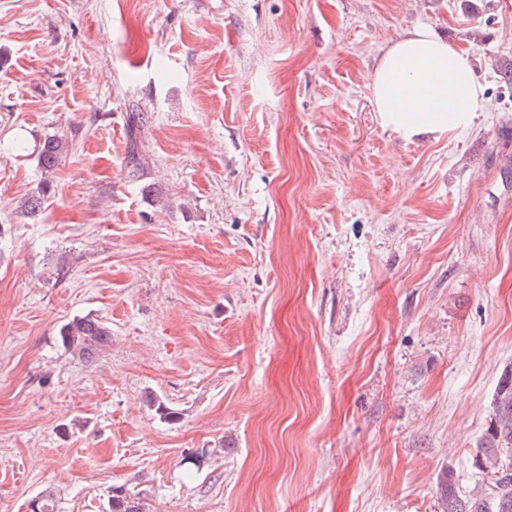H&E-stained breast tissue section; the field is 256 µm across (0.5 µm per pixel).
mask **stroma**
Instances as JSON below:
<instances>
[{
    "label": "stroma",
    "mask_w": 512,
    "mask_h": 512,
    "mask_svg": "<svg viewBox=\"0 0 512 512\" xmlns=\"http://www.w3.org/2000/svg\"><path fill=\"white\" fill-rule=\"evenodd\" d=\"M415 26L487 107L407 142L370 77ZM509 66L512 0H0V512L119 486L146 512H442L445 469L483 492ZM84 316L112 334L90 362L58 339ZM64 142L60 136L53 135L47 137L39 153L38 164L46 174L53 170L64 153Z\"/></svg>",
    "instance_id": "35a3bbf8"
}]
</instances>
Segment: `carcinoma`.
<instances>
[{
  "mask_svg": "<svg viewBox=\"0 0 512 512\" xmlns=\"http://www.w3.org/2000/svg\"><path fill=\"white\" fill-rule=\"evenodd\" d=\"M63 139L47 137L39 153L45 173L53 170L64 153ZM110 331L100 321L79 317L60 329L59 341L65 350L84 360L93 359L108 343ZM149 404L160 418L180 419V413L154 397ZM480 465L489 474V484L480 496L464 499L456 487L454 474L445 470L439 477L443 512H512V370H503L492 401V418L480 444ZM106 512H144L141 502L125 490L113 489Z\"/></svg>",
  "mask_w": 512,
  "mask_h": 512,
  "instance_id": "cac0c4a2",
  "label": "carcinoma"
}]
</instances>
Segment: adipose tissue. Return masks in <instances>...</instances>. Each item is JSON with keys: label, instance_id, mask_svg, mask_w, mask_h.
Here are the masks:
<instances>
[{"label": "adipose tissue", "instance_id": "1", "mask_svg": "<svg viewBox=\"0 0 512 512\" xmlns=\"http://www.w3.org/2000/svg\"><path fill=\"white\" fill-rule=\"evenodd\" d=\"M370 86L382 127L406 140L466 128L486 108L470 56L424 27L383 50Z\"/></svg>", "mask_w": 512, "mask_h": 512}]
</instances>
